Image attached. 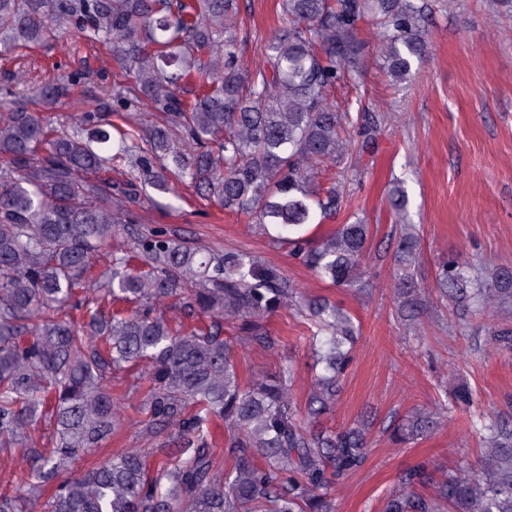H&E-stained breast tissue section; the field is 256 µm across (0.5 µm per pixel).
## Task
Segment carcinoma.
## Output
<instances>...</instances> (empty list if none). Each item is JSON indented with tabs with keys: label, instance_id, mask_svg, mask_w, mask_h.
<instances>
[{
	"label": "carcinoma",
	"instance_id": "carcinoma-1",
	"mask_svg": "<svg viewBox=\"0 0 512 512\" xmlns=\"http://www.w3.org/2000/svg\"><path fill=\"white\" fill-rule=\"evenodd\" d=\"M427 0H282L280 28L265 44L264 67L240 66L234 25L238 0H0V56L57 38L60 29L91 34L120 73L113 116L127 117L133 87L164 114V123H98L92 112L72 130L47 112L70 96L74 77L33 86L40 109L0 115V450L26 445L42 407L52 405L49 448L25 449L19 493L0 495V512H29L48 486L43 512H334L335 485L365 463V427L320 425L343 391L358 328L324 301L307 311L316 328L310 345L323 373L304 406L294 401L295 371L242 379L224 326L251 343H278L265 325L297 301L293 282L249 254L193 249L163 234L136 233L112 247L132 223L126 201L149 186L170 191L176 178L193 184L224 210L255 219L277 244L292 231L290 253L336 287L362 282L370 225L342 224L310 244L302 228L336 212L334 186L320 192L317 165L346 154L340 132L349 116L328 94L357 68L360 23L377 26L379 67L391 80L411 78L427 53ZM373 117L361 115L362 145L376 139ZM146 141L132 178L112 192L102 175ZM419 236L401 225L395 261L399 285L415 287L411 266ZM106 253L108 268L95 274ZM437 287L469 313L468 298L485 307L512 301V269L470 276L446 262ZM113 301L175 298L185 315L210 324L186 332L152 310L102 314L90 291ZM487 336L512 350V328ZM149 364L150 390L141 423L153 435L178 427L176 440L125 451L61 478L88 449L124 424L112 399V373ZM473 401L458 387L437 404L454 412ZM224 421L225 468L214 469L210 424ZM426 413L393 424L392 439L412 444L433 429ZM482 467L433 483L420 462L401 477L384 512H512V414L489 416ZM434 484L431 495L420 488Z\"/></svg>",
	"mask_w": 512,
	"mask_h": 512
}]
</instances>
